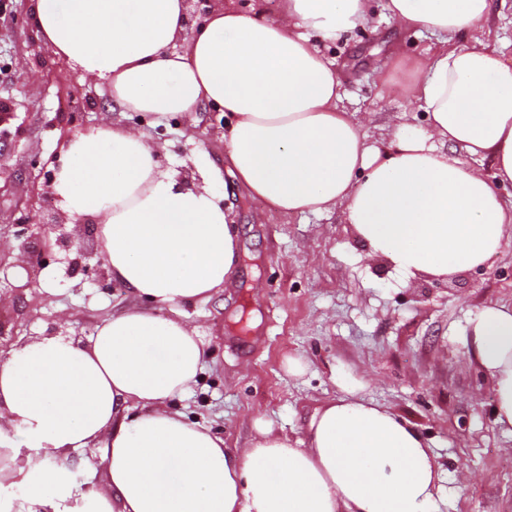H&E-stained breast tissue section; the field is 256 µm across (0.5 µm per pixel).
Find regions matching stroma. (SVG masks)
<instances>
[{
    "label": "stroma",
    "instance_id": "35a3bbf8",
    "mask_svg": "<svg viewBox=\"0 0 512 512\" xmlns=\"http://www.w3.org/2000/svg\"><path fill=\"white\" fill-rule=\"evenodd\" d=\"M430 33L399 30L382 6L350 35L324 44L341 78L339 106L364 123L368 144L389 143L383 121L424 126L408 102L410 60L429 59ZM0 103L13 113L0 127V164L11 182L0 190V338L87 339L112 312L129 307L128 288L71 274L56 250L29 288L14 227L50 222L58 204L44 191L73 134L102 124L132 125L167 146L164 166L198 176L199 156L221 171L218 197L241 237L233 283L208 302L182 308L208 350L194 391L174 410L210 426L228 447H243L254 418L295 442L306 438L315 409L341 396L340 384L364 385L365 398L387 405L430 442L441 465L440 512H512V435L494 422L489 378L470 360L466 334L477 310L512 303V239L479 268L434 283L408 278L385 261H369L343 213H261L245 188L226 175L224 115L212 105L158 120L112 108L106 82L91 81L54 58L39 40L30 0H0ZM306 371L288 374L285 360Z\"/></svg>",
    "mask_w": 512,
    "mask_h": 512
}]
</instances>
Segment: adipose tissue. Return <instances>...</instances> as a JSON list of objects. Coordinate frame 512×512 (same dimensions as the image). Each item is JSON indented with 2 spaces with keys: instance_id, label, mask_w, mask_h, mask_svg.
I'll return each instance as SVG.
<instances>
[{
  "instance_id": "1",
  "label": "adipose tissue",
  "mask_w": 512,
  "mask_h": 512,
  "mask_svg": "<svg viewBox=\"0 0 512 512\" xmlns=\"http://www.w3.org/2000/svg\"><path fill=\"white\" fill-rule=\"evenodd\" d=\"M384 8L439 44L403 88L428 123L393 126L386 152L339 108L340 76L318 45L366 22L372 0H279L272 18L224 0L194 23L186 0H32L31 15L52 55L106 81L121 111L164 117L206 102L225 112L228 172L260 210H341L368 259L445 278L512 238L498 192L512 185V60L483 30L490 0ZM463 30L471 43L454 45ZM163 149L116 125L66 143L58 204L96 224L113 280L139 303L87 341L37 336L0 350V512H436L428 440L359 386L316 409L301 448L258 418L246 446L230 448L171 408L206 356L180 309L232 282L239 239L216 172L186 182L161 166ZM467 345L489 376L495 423L512 434V305L480 307ZM75 451L100 453L104 482L71 480Z\"/></svg>"
}]
</instances>
